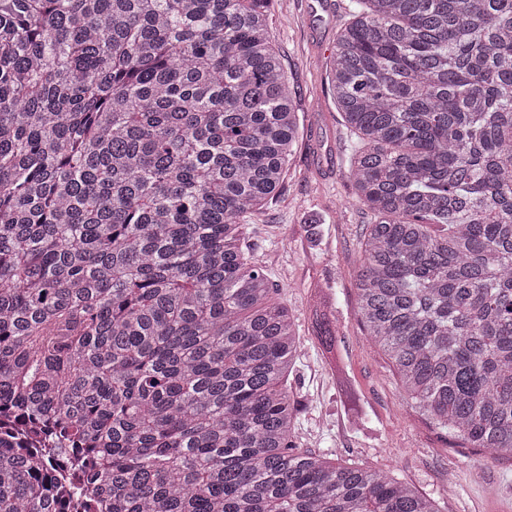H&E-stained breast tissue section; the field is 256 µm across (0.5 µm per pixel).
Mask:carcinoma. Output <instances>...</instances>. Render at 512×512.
<instances>
[{
	"label": "carcinoma",
	"mask_w": 512,
	"mask_h": 512,
	"mask_svg": "<svg viewBox=\"0 0 512 512\" xmlns=\"http://www.w3.org/2000/svg\"><path fill=\"white\" fill-rule=\"evenodd\" d=\"M271 2L0 0V512H440L291 444L299 336L245 225L296 145ZM330 84L365 336L512 455V0H352Z\"/></svg>",
	"instance_id": "1"
}]
</instances>
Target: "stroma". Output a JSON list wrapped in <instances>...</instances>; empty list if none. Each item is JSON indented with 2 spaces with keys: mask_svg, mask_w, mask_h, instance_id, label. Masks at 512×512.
<instances>
[{
  "mask_svg": "<svg viewBox=\"0 0 512 512\" xmlns=\"http://www.w3.org/2000/svg\"><path fill=\"white\" fill-rule=\"evenodd\" d=\"M315 0H275L271 31L299 97L300 135L278 197L247 220V248L279 287L302 346L290 392L298 407L293 445L378 469L433 498L440 512H512V456L486 458L439 433L403 397L357 315L355 272L372 215L353 205V137L327 76L349 0L315 14ZM337 326V354L308 329L314 299Z\"/></svg>",
  "mask_w": 512,
  "mask_h": 512,
  "instance_id": "obj_1",
  "label": "stroma"
}]
</instances>
